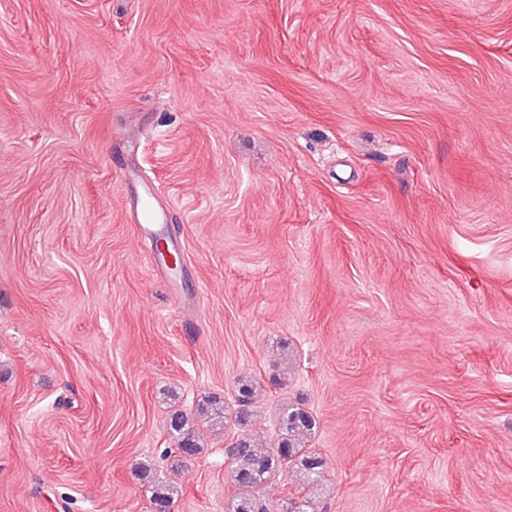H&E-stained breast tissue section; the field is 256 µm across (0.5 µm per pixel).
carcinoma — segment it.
<instances>
[{"label": "carcinoma", "instance_id": "cac0c4a2", "mask_svg": "<svg viewBox=\"0 0 512 512\" xmlns=\"http://www.w3.org/2000/svg\"><path fill=\"white\" fill-rule=\"evenodd\" d=\"M259 389L256 381L245 377L238 381L232 406L217 396H208L198 404L194 418L180 410L173 411L167 421V430L177 446L170 449V453L187 459L201 452L195 419L224 430L232 421L237 425V431L227 445L230 450L227 475L237 493L225 504L224 512H269L259 506L258 496L280 479L293 481L297 483L298 491L306 492L302 497L287 498L282 512H309L311 496L322 482V459L313 449L305 447L316 421L304 408L285 405L278 417L276 443L271 448L258 447L246 428L251 422V405ZM139 477L150 512H164L179 496V488L160 480L150 462L142 464Z\"/></svg>", "mask_w": 512, "mask_h": 512}]
</instances>
